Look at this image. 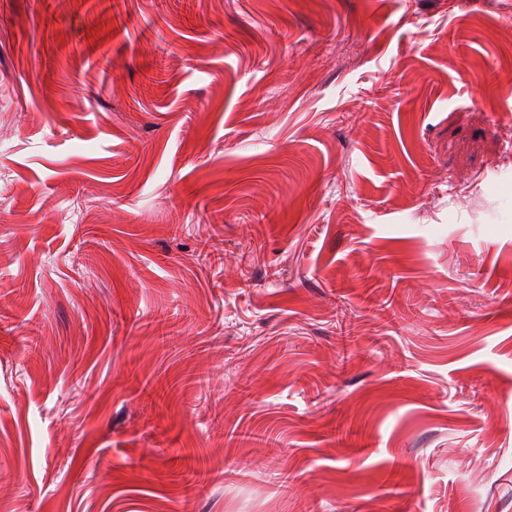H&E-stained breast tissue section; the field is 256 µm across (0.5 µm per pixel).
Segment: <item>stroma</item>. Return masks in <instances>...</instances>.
<instances>
[{
    "instance_id": "obj_1",
    "label": "stroma",
    "mask_w": 512,
    "mask_h": 512,
    "mask_svg": "<svg viewBox=\"0 0 512 512\" xmlns=\"http://www.w3.org/2000/svg\"><path fill=\"white\" fill-rule=\"evenodd\" d=\"M510 69L512 0H0V512H512Z\"/></svg>"
}]
</instances>
